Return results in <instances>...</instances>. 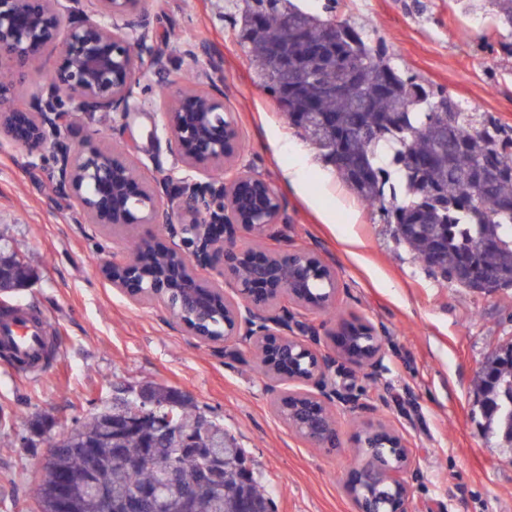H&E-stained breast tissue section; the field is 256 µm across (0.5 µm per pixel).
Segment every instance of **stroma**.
<instances>
[{
	"label": "stroma",
	"mask_w": 512,
	"mask_h": 512,
	"mask_svg": "<svg viewBox=\"0 0 512 512\" xmlns=\"http://www.w3.org/2000/svg\"><path fill=\"white\" fill-rule=\"evenodd\" d=\"M294 2L319 19L351 22L409 76L512 129L511 30L462 13L456 0ZM245 7V0H145L157 35L185 32L205 46L200 64L218 65L224 110L245 145L239 166L277 189L290 243L335 269L336 315L317 322L328 331L355 320L375 326L382 375L374 382L356 368L351 381L372 396L374 420L401 434L415 458L408 512H512V448L486 433L473 386L486 358L512 341V288L451 285L356 200L258 81L238 36ZM182 47L170 43L166 69L141 64L138 109L126 121L75 124L71 140L106 151L131 145L145 177L185 176L160 117L165 99L188 85ZM34 161L27 167L18 148L0 145V237L19 247L32 270L25 287L0 294V307L22 303L41 312L58 356L35 379L0 363V410L13 423L0 431V507L34 512L47 437L111 405L116 390L161 383L223 423L269 490L273 512H358L343 485L361 460L363 418L335 408L341 446L333 451L289 429L253 349L197 342L158 306L130 304L102 276L129 242L166 246L160 227L78 223L53 190L50 154Z\"/></svg>",
	"instance_id": "stroma-1"
}]
</instances>
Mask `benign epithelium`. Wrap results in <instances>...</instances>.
<instances>
[{
    "instance_id": "obj_1",
    "label": "benign epithelium",
    "mask_w": 512,
    "mask_h": 512,
    "mask_svg": "<svg viewBox=\"0 0 512 512\" xmlns=\"http://www.w3.org/2000/svg\"><path fill=\"white\" fill-rule=\"evenodd\" d=\"M143 0H0V69H32L53 56L50 80L24 103L13 86L0 83V142L30 157L47 151L54 162L56 193L73 201L84 224H159L172 240L165 250L147 247L138 259L105 264L101 273L129 302L159 306L182 333L209 345L243 342L256 352L279 416L315 446L336 445L332 405L367 413L373 404L332 377L336 365L349 362L377 370L382 345L375 327L360 321L347 328L341 347L319 348L316 328L294 320L290 307L318 313L335 302V270L312 251L287 248L264 252L240 247L237 230L267 239L280 236L281 199L275 187L236 165L239 130L233 119H214L224 112V91L210 68H198L194 90L179 92L162 113L170 150L184 167L202 178L165 174L147 180L142 164L122 150L103 151L89 143L74 144L67 135L80 119L105 120L132 111L137 73L149 58L159 69L165 57L150 31ZM168 201L167 206L160 199ZM204 270L229 274L236 297L223 286L199 276ZM320 282L324 293L313 285ZM224 314V333L207 327L213 311ZM295 384L290 393L281 386ZM115 398L108 429L120 436L140 423L153 424L146 444L160 441L190 449L210 460L204 442L162 408L152 386L141 385ZM367 427L388 440L396 463L380 469L369 460L353 471L345 488L362 502L379 487L393 489L395 512H407L410 486L405 476L413 459L404 438L383 426ZM98 512H130L112 502L103 488H93ZM37 495L50 512H75L72 488L62 481L39 487ZM159 487L145 485L132 496L138 508L158 507Z\"/></svg>"
}]
</instances>
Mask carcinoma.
I'll list each match as a JSON object with an SVG mask.
<instances>
[{"label":"carcinoma","mask_w":512,"mask_h":512,"mask_svg":"<svg viewBox=\"0 0 512 512\" xmlns=\"http://www.w3.org/2000/svg\"><path fill=\"white\" fill-rule=\"evenodd\" d=\"M267 3L264 25L254 23L256 11L242 18L240 40L258 67L257 77L274 94L281 112L331 163L339 178L364 206L382 212L394 225L400 241L422 262H429L434 244L441 246L437 263L441 275L458 288L471 287L463 256L477 251L474 274L512 288V210L495 212L479 195L512 200V134L497 122L467 112L459 100L434 91L405 75L387 59L368 36L339 24L336 59L318 58L325 23L301 10L293 0H258ZM292 28L283 32L282 17ZM489 23L512 29V0H489ZM288 53L292 69L284 73L274 61V47ZM429 158L432 164L419 175L415 165ZM500 168L489 187L481 184L482 165ZM396 180L399 194L385 195V185ZM16 250L0 247V283L19 288L29 280L28 269L14 260ZM481 396L486 419L495 424L512 448V344L488 358L473 381ZM160 403L177 405L182 426L200 433L202 412L179 390L154 384ZM106 406L73 428L47 441L59 452L43 469L42 485L67 475L82 481L88 461L70 451L76 438L95 440L103 434ZM213 457L224 470L210 484L201 483L205 460L176 448H157L153 463L143 458L142 433L120 437L123 454H112V444L99 442L93 480L105 487L112 501L133 496L143 484L158 479L162 466L176 467L180 484L197 488V512H272V499L258 478L243 476L246 456L224 426L210 421L203 432Z\"/></svg>","instance_id":"obj_1"}]
</instances>
